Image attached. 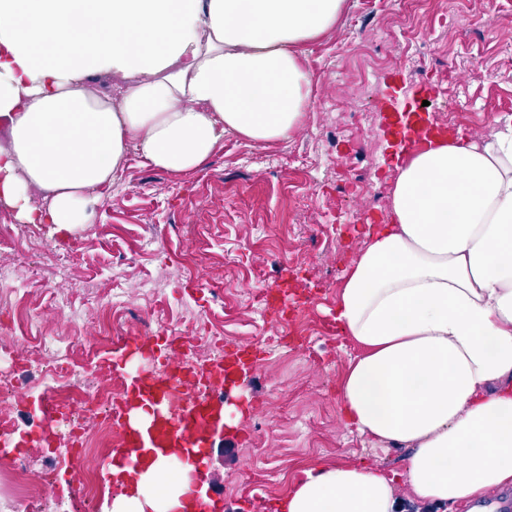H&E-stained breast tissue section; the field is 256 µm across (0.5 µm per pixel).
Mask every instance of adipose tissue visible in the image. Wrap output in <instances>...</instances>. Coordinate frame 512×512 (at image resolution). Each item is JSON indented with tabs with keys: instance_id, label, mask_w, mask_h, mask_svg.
<instances>
[{
	"instance_id": "adipose-tissue-1",
	"label": "adipose tissue",
	"mask_w": 512,
	"mask_h": 512,
	"mask_svg": "<svg viewBox=\"0 0 512 512\" xmlns=\"http://www.w3.org/2000/svg\"><path fill=\"white\" fill-rule=\"evenodd\" d=\"M344 0H0V206L75 235L129 152L175 174L224 137L289 139L312 106L297 48ZM112 80L97 94L91 74ZM336 300L361 349L339 391L348 428L409 450L403 470H305L276 512H398L512 486V119L488 140L418 149L391 220L366 224ZM194 467L161 456L109 512H177Z\"/></svg>"
}]
</instances>
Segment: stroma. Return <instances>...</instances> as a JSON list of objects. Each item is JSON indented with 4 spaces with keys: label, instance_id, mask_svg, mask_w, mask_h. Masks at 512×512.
I'll return each mask as SVG.
<instances>
[{
    "label": "stroma",
    "instance_id": "35a3bbf8",
    "mask_svg": "<svg viewBox=\"0 0 512 512\" xmlns=\"http://www.w3.org/2000/svg\"><path fill=\"white\" fill-rule=\"evenodd\" d=\"M443 30L431 50L437 65L417 79L391 44L386 26ZM366 36L386 56L361 87L353 80L350 45ZM312 76L313 108L285 142L246 147L232 137L190 175H174L129 154L93 223L75 236L51 235L48 226L17 223L0 208V265L28 279L21 308L46 334L67 331L55 297L90 311L99 335L114 325L147 334L161 316L183 331V302L213 314L224 344L262 351L256 382L241 379L240 402H251L240 425L216 442L209 485L224 492V512H265L285 496L294 476L319 465L377 463L402 469V447L373 448L339 415V386L359 349L331 325L344 270L353 260L361 224L387 222L363 197L339 190L342 175L370 171L393 187L397 167L411 155L412 137L392 132V112H424L433 131L483 138L512 117V0H346L336 27L301 47ZM368 114L367 143L330 139L336 105ZM66 266V278L55 271ZM137 310L113 316L106 293L112 269ZM162 277L164 302L139 301L142 281ZM300 285L309 328L297 332L264 311L255 298L273 281ZM82 476L45 489L42 512H85Z\"/></svg>",
    "mask_w": 512,
    "mask_h": 512
}]
</instances>
